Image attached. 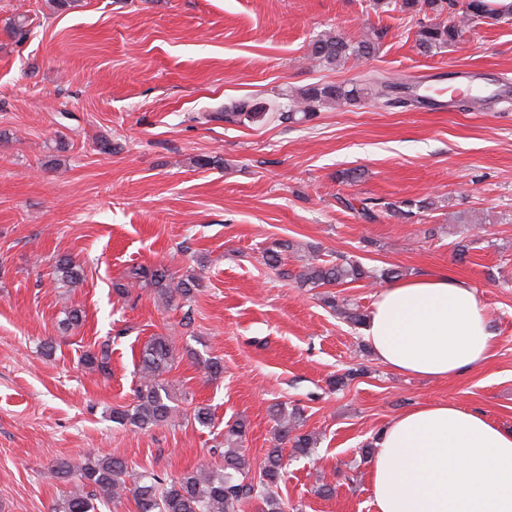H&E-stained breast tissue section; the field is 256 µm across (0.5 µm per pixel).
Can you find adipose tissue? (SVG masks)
<instances>
[{
	"label": "adipose tissue",
	"instance_id": "ef3b65f1",
	"mask_svg": "<svg viewBox=\"0 0 512 512\" xmlns=\"http://www.w3.org/2000/svg\"><path fill=\"white\" fill-rule=\"evenodd\" d=\"M365 338L389 370L437 381L484 366L496 345L485 303L445 271L382 287ZM375 446L374 512H512V427L481 411L419 405L391 418Z\"/></svg>",
	"mask_w": 512,
	"mask_h": 512
}]
</instances>
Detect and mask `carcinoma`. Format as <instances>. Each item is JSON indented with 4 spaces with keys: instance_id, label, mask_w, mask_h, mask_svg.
Segmentation results:
<instances>
[{
    "instance_id": "cac0c4a2",
    "label": "carcinoma",
    "mask_w": 512,
    "mask_h": 512,
    "mask_svg": "<svg viewBox=\"0 0 512 512\" xmlns=\"http://www.w3.org/2000/svg\"><path fill=\"white\" fill-rule=\"evenodd\" d=\"M399 9L407 14H435L444 11V0H398ZM461 21L421 22L415 32L416 50L434 56L458 43L464 33V21L474 19H505L512 16V0H462ZM383 34L372 31L354 40L339 29H329L313 39L308 57L318 66L337 70L349 62L367 60L377 54ZM398 82L379 76L357 81L314 82L278 94L274 100L259 103L241 98L224 105L217 115L205 120H224L229 124L283 122L300 118L312 119L329 106L375 103L392 108L398 104L421 103L402 94ZM434 202L427 198L385 202L381 212L389 216L407 217L413 210H429ZM298 251L295 243L275 240L263 250L264 264L282 278L290 277L285 269L288 255ZM53 273L65 286H75L82 278V269L73 259L60 257ZM402 276L398 268L371 269L362 262L339 256L321 259L314 255L295 275L303 288H333L366 280H395ZM149 289L166 303L175 300L186 307L183 319L191 324L192 302L202 288L196 274L176 276L163 266L135 267L128 273L126 285L117 288L124 297L134 289ZM323 302L349 324L361 326L364 314L333 293L324 295ZM111 350L104 344L88 348L80 356L81 364L91 372L109 373ZM176 363L173 341L163 335L150 337L142 346L137 365L138 380L133 389V402L109 409V418L122 427L150 431L171 422L178 406L173 404L167 375ZM276 429L273 447L268 449L258 471H253L250 459L238 449L248 433L245 422L232 424L225 440L232 447L220 452L223 464L185 471L175 476H160L138 470L126 460L112 455L90 458L81 465L58 459L48 467V476L69 485V490L54 504L53 512H100L111 503L130 496L135 512H244L254 499L262 500L261 512H286V503L277 488L282 479L283 446L289 444L293 453L308 456L317 445L312 433L299 431L298 415L281 406L275 411Z\"/></svg>"
}]
</instances>
